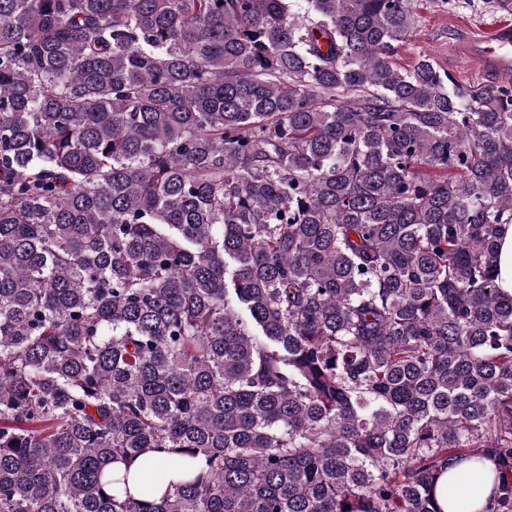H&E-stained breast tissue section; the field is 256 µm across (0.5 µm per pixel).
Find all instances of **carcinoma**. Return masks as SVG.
<instances>
[{
	"mask_svg": "<svg viewBox=\"0 0 512 512\" xmlns=\"http://www.w3.org/2000/svg\"><path fill=\"white\" fill-rule=\"evenodd\" d=\"M413 24L0 0V512H512V86ZM501 241L498 284L499 287L509 294H512V225H507Z\"/></svg>",
	"mask_w": 512,
	"mask_h": 512,
	"instance_id": "1",
	"label": "carcinoma"
}]
</instances>
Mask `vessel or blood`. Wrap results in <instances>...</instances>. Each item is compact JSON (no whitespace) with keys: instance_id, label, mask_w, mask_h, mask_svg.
<instances>
[{"instance_id":"1","label":"vessel or blood","mask_w":512,"mask_h":512,"mask_svg":"<svg viewBox=\"0 0 512 512\" xmlns=\"http://www.w3.org/2000/svg\"><path fill=\"white\" fill-rule=\"evenodd\" d=\"M454 50L486 82L512 80V22L498 23L488 31L467 33Z\"/></svg>"}]
</instances>
